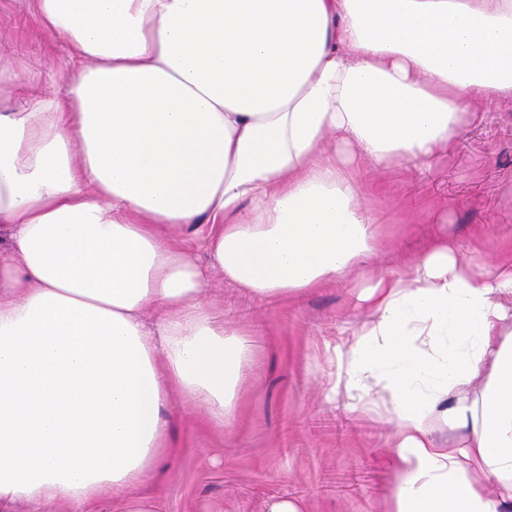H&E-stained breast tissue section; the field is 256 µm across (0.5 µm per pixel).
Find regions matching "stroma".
Segmentation results:
<instances>
[{"label": "stroma", "instance_id": "stroma-1", "mask_svg": "<svg viewBox=\"0 0 512 512\" xmlns=\"http://www.w3.org/2000/svg\"><path fill=\"white\" fill-rule=\"evenodd\" d=\"M0 55L18 75L0 88L11 104L65 93L69 47L41 28L33 0H0ZM363 178V201L395 246L336 287L258 301L211 274L204 300L226 328L249 334L254 357L231 428L205 424L176 397L163 407L167 444L139 490L158 512H265L282 498L305 512H384L392 427L330 392L338 355L365 318L359 274L402 271L434 236L448 238L478 271L512 259V101L479 106L454 151L430 171L410 166Z\"/></svg>", "mask_w": 512, "mask_h": 512}]
</instances>
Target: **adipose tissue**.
Returning a JSON list of instances; mask_svg holds the SVG:
<instances>
[{
    "mask_svg": "<svg viewBox=\"0 0 512 512\" xmlns=\"http://www.w3.org/2000/svg\"><path fill=\"white\" fill-rule=\"evenodd\" d=\"M68 97L0 113V505L134 490L171 394L226 427L253 347L204 272L257 300L325 288L385 239L360 165L425 170L512 98V0H36ZM512 262L433 239L365 285L340 355L393 426L386 512H512ZM156 323H147L146 312ZM459 436L442 446L441 429Z\"/></svg>",
    "mask_w": 512,
    "mask_h": 512,
    "instance_id": "ef3b65f1",
    "label": "adipose tissue"
}]
</instances>
